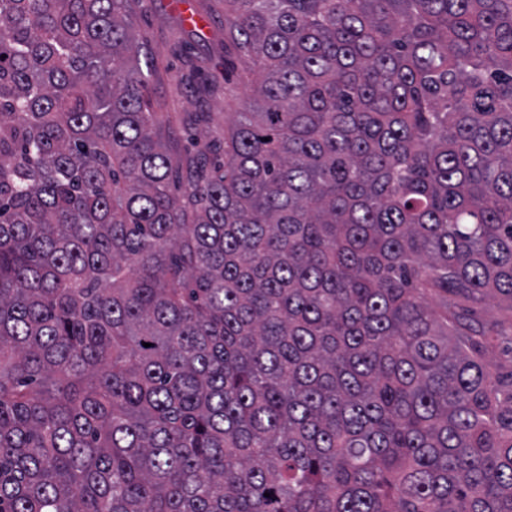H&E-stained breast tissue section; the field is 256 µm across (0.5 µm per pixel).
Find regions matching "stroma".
I'll list each match as a JSON object with an SVG mask.
<instances>
[{
	"label": "stroma",
	"instance_id": "35a3bbf8",
	"mask_svg": "<svg viewBox=\"0 0 512 512\" xmlns=\"http://www.w3.org/2000/svg\"><path fill=\"white\" fill-rule=\"evenodd\" d=\"M202 17L187 25L172 0H133L132 15L140 40L151 52L148 91L161 133L172 154L182 153L189 133V112L207 115L200 129L209 138L224 136V115L253 99L250 58L241 56L224 36V0H191ZM474 319L496 323L504 331L490 360L500 373L512 371V308L488 297Z\"/></svg>",
	"mask_w": 512,
	"mask_h": 512
}]
</instances>
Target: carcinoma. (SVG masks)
I'll list each match as a JSON object with an SVG mask.
<instances>
[{
    "mask_svg": "<svg viewBox=\"0 0 512 512\" xmlns=\"http://www.w3.org/2000/svg\"><path fill=\"white\" fill-rule=\"evenodd\" d=\"M176 166L131 0H0V512H512V0H224ZM473 318L484 323H497L505 331V336L499 339L496 348L490 354V360L500 373L507 374L512 370V310L506 302L486 297L474 310Z\"/></svg>",
    "mask_w": 512,
    "mask_h": 512,
    "instance_id": "cac0c4a2",
    "label": "carcinoma"
}]
</instances>
